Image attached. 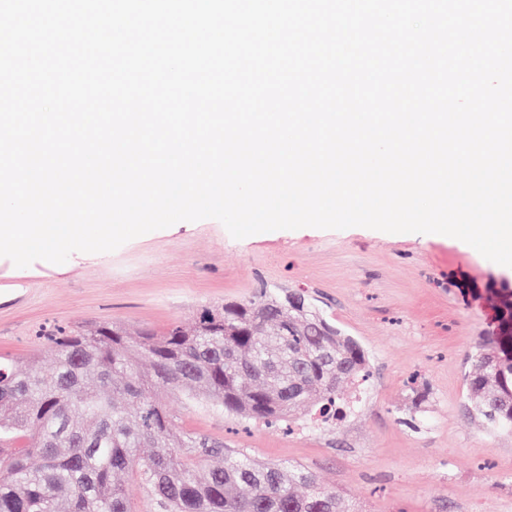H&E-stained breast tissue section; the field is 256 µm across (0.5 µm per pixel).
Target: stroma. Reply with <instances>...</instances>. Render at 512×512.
Returning a JSON list of instances; mask_svg holds the SVG:
<instances>
[{"label":"stroma","instance_id":"35a3bbf8","mask_svg":"<svg viewBox=\"0 0 512 512\" xmlns=\"http://www.w3.org/2000/svg\"><path fill=\"white\" fill-rule=\"evenodd\" d=\"M512 267L441 234L302 228L233 238L221 222L181 221L117 250L16 267L0 257V356L55 366L46 336L81 323L163 333L263 288L306 291L365 351L354 412L324 429L245 424L180 392L162 400L186 433L297 463L364 512H512V434L469 407L465 374L492 329V279Z\"/></svg>","mask_w":512,"mask_h":512}]
</instances>
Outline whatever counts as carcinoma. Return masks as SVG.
Listing matches in <instances>:
<instances>
[{
    "label": "carcinoma",
    "mask_w": 512,
    "mask_h": 512,
    "mask_svg": "<svg viewBox=\"0 0 512 512\" xmlns=\"http://www.w3.org/2000/svg\"><path fill=\"white\" fill-rule=\"evenodd\" d=\"M496 330L466 373L474 410L512 433V286L492 284ZM31 355L0 358V512H360L310 469L256 462L241 450L181 431L161 394L287 428L319 412L337 420L368 381L364 350L298 290H263L206 308L195 325L132 335L90 324ZM124 473L150 508L127 496Z\"/></svg>",
    "instance_id": "1"
}]
</instances>
